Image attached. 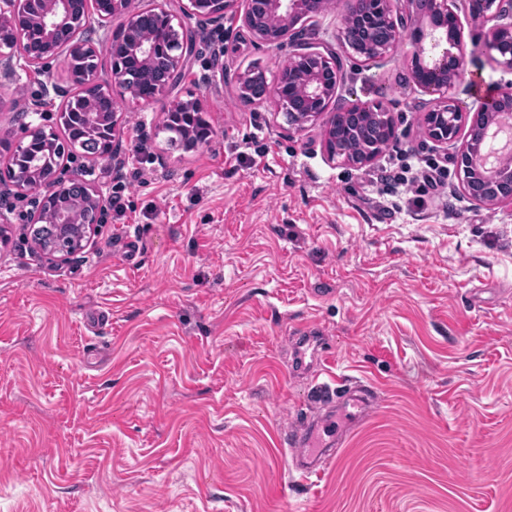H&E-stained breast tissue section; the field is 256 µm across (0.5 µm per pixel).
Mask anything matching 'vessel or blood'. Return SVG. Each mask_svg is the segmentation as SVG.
<instances>
[{
	"mask_svg": "<svg viewBox=\"0 0 512 512\" xmlns=\"http://www.w3.org/2000/svg\"><path fill=\"white\" fill-rule=\"evenodd\" d=\"M315 394L321 403L336 399L339 411L349 413L353 418L365 412L374 401L372 386L361 382L353 384L347 380L337 381L333 385L322 384L317 387ZM335 414L329 412L307 418L291 437L292 464L302 475L317 473L338 446L339 429Z\"/></svg>",
	"mask_w": 512,
	"mask_h": 512,
	"instance_id": "1",
	"label": "vessel or blood"
}]
</instances>
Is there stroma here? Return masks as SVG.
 <instances>
[{
	"label": "stroma",
	"mask_w": 512,
	"mask_h": 512,
	"mask_svg": "<svg viewBox=\"0 0 512 512\" xmlns=\"http://www.w3.org/2000/svg\"><path fill=\"white\" fill-rule=\"evenodd\" d=\"M459 17L473 110L474 84L512 72ZM186 24L183 77L149 102L114 96L117 162L96 183L123 213L50 261L28 206L0 201V512H512V204L462 193L404 52L345 68L335 106L396 123L349 167L322 123L293 132L275 99L238 102L239 77L274 81L287 49L235 14ZM41 81L0 78V140L62 130L60 103L30 110ZM195 99L209 139L169 146L167 107ZM303 336L331 348L325 373L299 359ZM332 377L376 402L304 477L288 439Z\"/></svg>",
	"instance_id": "obj_1"
}]
</instances>
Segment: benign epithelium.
Wrapping results in <instances>:
<instances>
[{"label":"benign epithelium","mask_w":512,"mask_h":512,"mask_svg":"<svg viewBox=\"0 0 512 512\" xmlns=\"http://www.w3.org/2000/svg\"><path fill=\"white\" fill-rule=\"evenodd\" d=\"M154 5L128 16L123 24L124 37L115 39L110 31L112 17L127 9L128 0H38V8L29 24L39 34V43L24 37L1 39L13 26L12 0H3L0 6V76L14 72L21 61L31 71L42 74L49 69L50 60L61 50L67 52L70 84L57 83L52 76L42 84V94L33 100L34 111H39L45 97L53 94L69 104L73 97L85 103L83 117L92 127L106 128L109 138L103 149L89 154L78 146L61 148L57 163L49 169L31 168L20 174L7 166L5 176L15 188L18 197L30 200L29 213L33 224L57 225L56 245L46 250L51 259H65L80 249L68 238L70 225L87 224L82 241L87 242L101 223L105 199L99 188L87 179L89 169L108 158L113 149V136L119 113L112 105L113 88L136 99H149L164 92L177 81L184 63L193 54L195 41L192 31L182 17L165 8V0H153ZM236 0H188L185 10L203 14L211 19L224 18L225 11ZM392 0H338L343 23L336 30V47L321 48L300 42L294 31L299 20L316 21L322 13L314 4L317 0H242L244 26L265 43L288 46L286 61L279 69L276 86L266 79L247 72L239 82V99L252 105L266 97H276L288 130L300 131L307 125L323 122L325 149L332 160L343 165L365 167L382 150L373 144L377 123L370 120L373 112L378 120L395 125L393 116L382 108L356 103L347 107H331L336 89L341 82L344 62L367 64L395 54L404 48V22L413 25L410 32L412 53L424 51L423 42L429 40L433 52L431 62L412 72L414 84L435 96L434 106L424 115L425 133L440 144L455 143L460 127L466 121V109L459 105L454 93L463 70L461 26L457 0H407V18L393 13ZM480 9H472V20L481 24L496 19H512V0H479ZM106 31V53L112 68L102 77L97 65L77 69L72 56L85 54L97 57L98 47L91 33ZM486 46L497 51L495 62L512 71V22L492 26L487 33ZM77 92H72V88ZM512 113V83L500 86L495 94L473 113L470 127L487 130L498 114ZM354 127L363 136V146L357 150L336 146V126ZM33 138L60 143L61 138L45 126L27 129L16 150L21 151ZM472 141L463 142L456 152V165L463 173L462 191L472 200L499 205L512 203V186L497 181V173L505 162H512V140L505 153L494 154L490 167L482 170L474 165L476 152ZM83 158L86 164L67 169V163ZM69 173L62 174V171ZM76 185L81 188L84 202L69 205L62 201L66 190Z\"/></svg>","instance_id":"7a95c632"}]
</instances>
